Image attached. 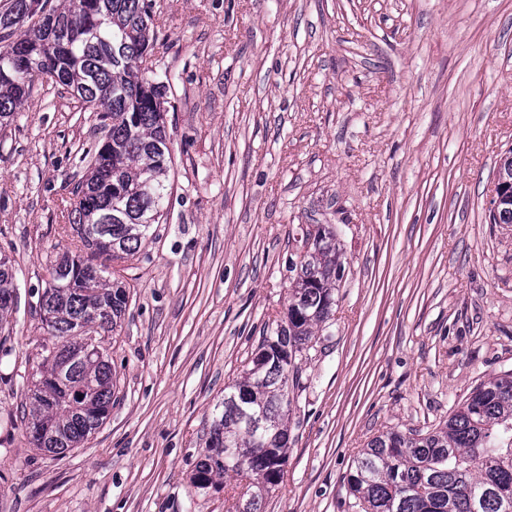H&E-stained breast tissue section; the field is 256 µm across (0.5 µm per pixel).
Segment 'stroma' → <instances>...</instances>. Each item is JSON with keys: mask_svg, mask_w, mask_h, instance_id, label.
Instances as JSON below:
<instances>
[{"mask_svg": "<svg viewBox=\"0 0 512 512\" xmlns=\"http://www.w3.org/2000/svg\"><path fill=\"white\" fill-rule=\"evenodd\" d=\"M174 190L125 272L112 411L55 457L21 425L45 338L31 295L79 240L58 210L104 138L35 80L0 128V512H227L190 477L214 406L288 300L301 229L334 225L329 319L289 387L288 462L262 512H352L373 435L427 431L512 370V225L488 221L512 149V0H155ZM15 271L9 259L0 256V327L3 322L8 323L12 316L15 304H17V293L14 284Z\"/></svg>", "mask_w": 512, "mask_h": 512, "instance_id": "35a3bbf8", "label": "stroma"}]
</instances>
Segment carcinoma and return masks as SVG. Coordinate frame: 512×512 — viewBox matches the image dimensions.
Here are the masks:
<instances>
[{
    "instance_id": "1",
    "label": "carcinoma",
    "mask_w": 512,
    "mask_h": 512,
    "mask_svg": "<svg viewBox=\"0 0 512 512\" xmlns=\"http://www.w3.org/2000/svg\"><path fill=\"white\" fill-rule=\"evenodd\" d=\"M11 0L0 13V126L27 102L35 80L72 92L92 108L104 140L86 172L62 200L82 243L47 269L34 311L48 337L38 344L36 369L22 422L33 446L62 456L80 447L112 410L117 376L105 335L125 318L130 284L99 262L125 264L163 223L174 161L166 133L170 79L141 64L154 50L155 0ZM294 274L287 312L262 336L241 376L224 388L191 482L246 477L234 512H261L288 460L289 376L297 356L325 322L342 268L336 230L310 224ZM15 271L0 257V326L12 316ZM99 353L88 356V340ZM267 425L251 433V417ZM228 448L241 464L226 467ZM361 512H512V370L482 381L458 403L444 426L409 435L382 432L353 459L346 478Z\"/></svg>"
}]
</instances>
